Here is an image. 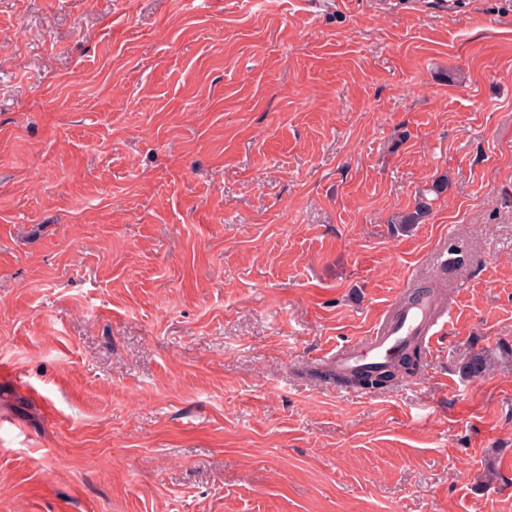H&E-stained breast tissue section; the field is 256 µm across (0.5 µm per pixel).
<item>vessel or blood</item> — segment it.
<instances>
[{
    "label": "vessel or blood",
    "mask_w": 512,
    "mask_h": 512,
    "mask_svg": "<svg viewBox=\"0 0 512 512\" xmlns=\"http://www.w3.org/2000/svg\"><path fill=\"white\" fill-rule=\"evenodd\" d=\"M453 310L450 303L434 305L426 293L403 307L396 303L389 305L385 315L360 343L332 352L337 371L347 374L379 368L413 341L430 344L448 327Z\"/></svg>",
    "instance_id": "1"
}]
</instances>
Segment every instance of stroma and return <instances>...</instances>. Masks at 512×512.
<instances>
[{
	"instance_id": "35a3bbf8",
	"label": "stroma",
	"mask_w": 512,
	"mask_h": 512,
	"mask_svg": "<svg viewBox=\"0 0 512 512\" xmlns=\"http://www.w3.org/2000/svg\"><path fill=\"white\" fill-rule=\"evenodd\" d=\"M505 345L512 0H0V512H512ZM418 202L416 203L412 211L406 212L402 215L395 217L392 224H398L399 229L402 232H407L415 224L424 223L425 219L430 215L431 212V199H427L426 193L421 195ZM400 299L391 303L373 330L352 347L336 348L322 357L334 359L336 370L348 374L385 365L407 344L418 340L425 347L450 324L455 300L441 307L434 305L428 293H421L404 307ZM393 364L386 365L383 369L369 372H362L352 375L350 378L353 381L355 378H360L358 383L362 385H368L366 388H370V386H384L393 381L398 373L403 372L396 367L392 366ZM392 369H389L391 368ZM374 379L372 380V378Z\"/></svg>"
}]
</instances>
